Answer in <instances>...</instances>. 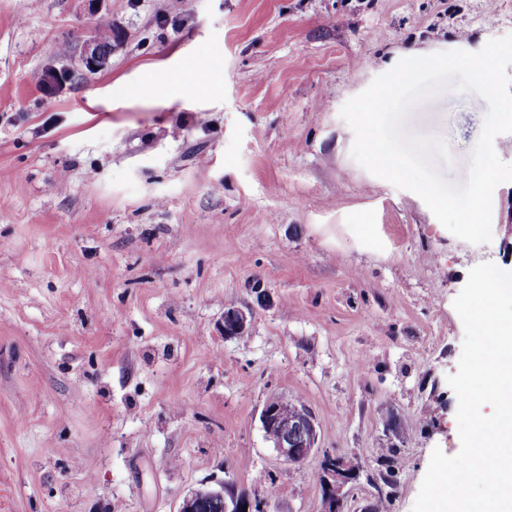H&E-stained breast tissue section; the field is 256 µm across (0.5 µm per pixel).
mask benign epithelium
Returning <instances> with one entry per match:
<instances>
[{
    "instance_id": "obj_1",
    "label": "benign epithelium",
    "mask_w": 512,
    "mask_h": 512,
    "mask_svg": "<svg viewBox=\"0 0 512 512\" xmlns=\"http://www.w3.org/2000/svg\"><path fill=\"white\" fill-rule=\"evenodd\" d=\"M82 67L99 70L105 59L95 40L86 42L81 51ZM249 317L242 309L229 306L224 310V335L241 336L248 330ZM260 421L263 431L277 428L279 434L269 439L272 448L285 462L295 465L304 463L318 450L317 423L312 413L303 406L288 404L282 410L270 402H265ZM359 476V468L346 456L326 453L321 462L319 480L325 504L324 512H342L345 488ZM206 499H219L224 502V512H254L264 510L261 502L252 499L243 491H236L234 485L223 481L217 488L198 489L185 498L178 512H193L196 505Z\"/></svg>"
}]
</instances>
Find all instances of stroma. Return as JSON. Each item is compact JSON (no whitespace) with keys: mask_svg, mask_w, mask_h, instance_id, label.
<instances>
[{"mask_svg":"<svg viewBox=\"0 0 512 512\" xmlns=\"http://www.w3.org/2000/svg\"><path fill=\"white\" fill-rule=\"evenodd\" d=\"M102 17L109 60L77 70ZM509 34L512 0H0V512H178L226 480L322 512L319 457L264 437L273 394L358 466L344 512H412L433 449L460 450L453 302L477 264L512 270V181L464 241L352 158L340 111L400 59ZM201 56L197 96H137ZM486 112L449 89L405 127L460 185ZM249 317L242 309L229 306L224 310L225 336H241L248 330Z\"/></svg>","mask_w":512,"mask_h":512,"instance_id":"obj_1","label":"stroma"}]
</instances>
